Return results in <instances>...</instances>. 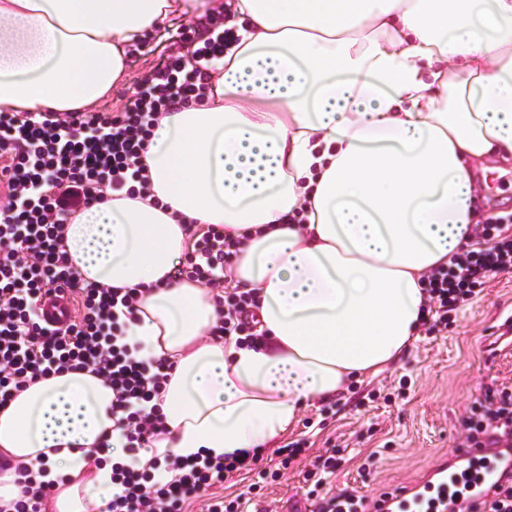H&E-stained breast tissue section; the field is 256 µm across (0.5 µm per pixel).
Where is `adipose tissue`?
<instances>
[{
	"label": "adipose tissue",
	"mask_w": 512,
	"mask_h": 512,
	"mask_svg": "<svg viewBox=\"0 0 512 512\" xmlns=\"http://www.w3.org/2000/svg\"><path fill=\"white\" fill-rule=\"evenodd\" d=\"M223 14L236 40L204 95L166 113L150 195L79 212L63 245L82 279L145 288L129 343L169 358L158 451L267 446L410 348L422 275L472 240L475 174L512 164V0H0V112H87L174 15ZM301 213L305 231L287 220ZM191 224L245 236L232 282L266 343L202 335L219 308L167 284ZM112 390L55 374L0 410V454L43 464L52 512L112 497Z\"/></svg>",
	"instance_id": "adipose-tissue-1"
}]
</instances>
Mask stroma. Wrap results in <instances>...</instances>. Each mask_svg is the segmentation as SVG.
I'll return each mask as SVG.
<instances>
[{"instance_id": "1", "label": "stroma", "mask_w": 512, "mask_h": 512, "mask_svg": "<svg viewBox=\"0 0 512 512\" xmlns=\"http://www.w3.org/2000/svg\"><path fill=\"white\" fill-rule=\"evenodd\" d=\"M203 28L199 17L166 20L145 46L131 53L128 80L113 87L99 111H123L161 55L193 49ZM511 315L512 273L493 275L446 331L420 335L397 363L377 376L351 382L332 400L331 413H323L322 402L308 404L299 424L279 436L275 446L303 439L309 450L304 460L264 487V506L281 512L283 501L291 497L314 503L300 472L305 461L333 446L342 456L335 486L372 502L456 454L462 447L459 420L475 399L486 388L512 386V358L492 356L485 347L487 337ZM371 392L377 393L376 402L367 401Z\"/></svg>"}]
</instances>
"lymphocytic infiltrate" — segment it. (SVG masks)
Listing matches in <instances>:
<instances>
[{
	"label": "lymphocytic infiltrate",
	"instance_id": "f902f5d3",
	"mask_svg": "<svg viewBox=\"0 0 512 512\" xmlns=\"http://www.w3.org/2000/svg\"><path fill=\"white\" fill-rule=\"evenodd\" d=\"M232 38L214 28L188 67L183 56L168 55L146 79L136 99L122 112H84L65 117L44 112L0 113V409L31 383L63 371H90L111 386L112 412L122 430L131 464L113 466L114 492L106 512H187L192 500L207 494L205 512H245L242 497L225 499L214 487L255 469L258 451L228 456L182 457L153 453L140 460L164 434V416L154 400L174 369L170 360H147L129 346L128 328L142 292L81 279L62 241L65 226L78 211L104 202L107 193L142 195L150 186L140 158L148 149L158 113L201 95L208 87L209 60L220 58ZM191 247L175 267L174 280L221 289L215 337L241 336L260 342L254 294L227 287L226 267L241 241L223 226L191 230ZM512 271V213L481 225L472 248L451 256L425 278L424 316L429 331H443L463 306L483 290L490 275ZM66 298L61 324L43 323V299ZM466 443L512 429V393L487 388L461 422ZM341 459L335 451L315 458L303 479L318 497L317 512H368L366 496L331 487ZM19 497L11 512H44L53 483L38 480L24 463L14 467Z\"/></svg>",
	"mask_w": 512,
	"mask_h": 512
}]
</instances>
